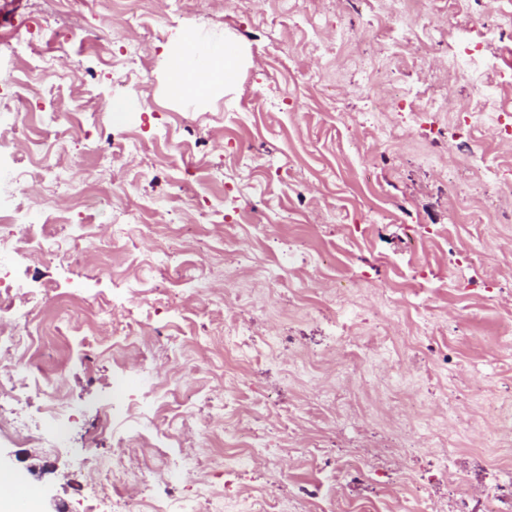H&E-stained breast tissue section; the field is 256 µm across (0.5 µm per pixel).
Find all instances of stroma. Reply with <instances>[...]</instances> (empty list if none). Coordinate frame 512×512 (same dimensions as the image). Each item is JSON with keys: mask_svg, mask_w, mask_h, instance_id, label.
Here are the masks:
<instances>
[{"mask_svg": "<svg viewBox=\"0 0 512 512\" xmlns=\"http://www.w3.org/2000/svg\"><path fill=\"white\" fill-rule=\"evenodd\" d=\"M70 7L82 27L62 45L41 38L34 0L0 27L27 26L45 55L30 77L34 111L53 115L45 141L74 130L56 157L70 183L20 198L23 64L1 44L0 233L14 239L19 288L0 321L26 316L33 338L0 417L24 411L66 442L51 453L0 432V469L22 477L37 512H99L88 469L157 450L149 491L173 508L200 496L240 512L299 493L300 512H422L428 495L438 512H490L486 489L512 468L498 446L512 413V190L489 185L493 205L471 200L460 222L454 176L512 171L484 108L512 105V39L485 44L489 70L463 72L457 38L436 28L466 24L469 0H413L408 18L394 0H146L123 44L87 51L85 31L113 16L100 0ZM194 40L235 46L238 68L173 96L168 57ZM360 57L378 68L375 96ZM448 88L460 112L432 107ZM86 182L111 202L74 205ZM280 264L284 280L268 282ZM213 266L231 280L211 281ZM76 288L110 319L54 312ZM116 321L134 337L113 335ZM240 327L286 342L226 353ZM55 398L71 415L50 413ZM240 416L265 427L271 455L237 449L229 476L189 466L222 454ZM396 434L417 448L392 457L387 482H346L355 450Z\"/></svg>", "mask_w": 512, "mask_h": 512, "instance_id": "obj_1", "label": "stroma"}]
</instances>
